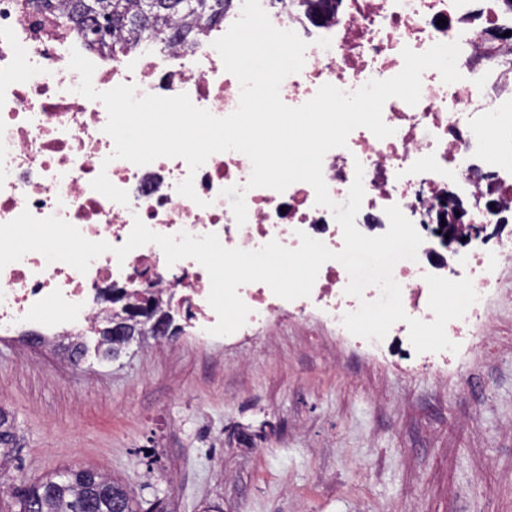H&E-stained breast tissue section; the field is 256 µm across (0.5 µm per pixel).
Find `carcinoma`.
<instances>
[{"instance_id": "1", "label": "carcinoma", "mask_w": 512, "mask_h": 512, "mask_svg": "<svg viewBox=\"0 0 512 512\" xmlns=\"http://www.w3.org/2000/svg\"><path fill=\"white\" fill-rule=\"evenodd\" d=\"M101 0H68L66 14L80 25L84 11ZM227 0H112V51H124L145 38H154L174 20L181 21L176 35L185 40L194 37L198 15ZM12 433L0 412V456L7 457ZM125 502L127 512H137L123 486L93 470L72 471L70 480L58 483L49 478L24 490L20 512H112V502Z\"/></svg>"}]
</instances>
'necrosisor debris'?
Wrapping results in <instances>:
<instances>
[{
  "instance_id": "obj_1",
  "label": "necrosis or debris",
  "mask_w": 512,
  "mask_h": 512,
  "mask_svg": "<svg viewBox=\"0 0 512 512\" xmlns=\"http://www.w3.org/2000/svg\"><path fill=\"white\" fill-rule=\"evenodd\" d=\"M274 26L295 31L307 41L305 64L281 84L282 101L297 107L326 83L352 92L370 80L397 75L402 51L423 52L437 43L459 41L460 81L444 83L436 70L422 75L419 102L388 99L382 118L394 135L380 139L365 128L353 130L346 147L330 150L323 177L334 201L346 200L356 168H363L365 196L357 229L375 237L389 228L385 209L398 205L421 235L416 260L399 261L393 277L402 289L409 317L432 321L425 274L452 280L470 277L479 300L464 318L446 326L458 351L416 353L405 322L392 325L382 340L352 335L344 314L360 300L378 298L377 288L362 297L347 295L349 276L334 260L324 263L311 294L281 299L264 283L239 287L250 314L241 335L272 334L285 320L313 322L320 333L367 360L411 379L421 374L444 381L458 374L480 351L493 349V306L503 295L500 268L512 264V40L503 54L483 58L490 31L512 30V11L502 0H329L326 10L305 0H260ZM243 0H230L222 24L212 26L197 44L180 43L163 30L155 45L120 53L88 48L80 32L63 22L60 8L37 7L34 0H0V223L22 211L57 216L89 240L123 245L141 219L151 230L174 235L216 234L224 247L252 251L270 241L299 245V233L343 247L342 229L333 212L316 205L315 191L297 182L284 192L247 188L249 158L237 151L211 155L197 172L180 158H159L145 166L111 160L112 138L104 131L108 114L102 102L76 93L78 74L69 67L71 50L95 66L93 85L106 91L132 84L137 95L187 94L194 105L224 117L238 106L240 85L227 73L213 43L241 15ZM106 173L128 191L121 205L94 191L92 180ZM193 177L197 200L181 196L177 186ZM245 188L248 218L237 225L221 191ZM206 207H199V200ZM465 215L455 249L443 251L431 227L448 217L449 200ZM496 215H488V205ZM151 273L153 296L177 301L192 312L195 344H207L217 314L208 303L210 279L196 261L167 264L161 248L148 244L125 260L106 253L87 273L53 263L37 252L0 270V332L37 322L45 308L58 310L50 333L87 335L100 315L99 286L138 291L136 271Z\"/></svg>"
}]
</instances>
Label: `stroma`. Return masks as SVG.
<instances>
[{
  "instance_id": "stroma-1",
  "label": "stroma",
  "mask_w": 512,
  "mask_h": 512,
  "mask_svg": "<svg viewBox=\"0 0 512 512\" xmlns=\"http://www.w3.org/2000/svg\"><path fill=\"white\" fill-rule=\"evenodd\" d=\"M499 347L461 375L407 380L348 358L310 326L270 340L185 333L79 360L0 338L13 452L0 512L66 469L119 481L166 512H512V267Z\"/></svg>"
}]
</instances>
